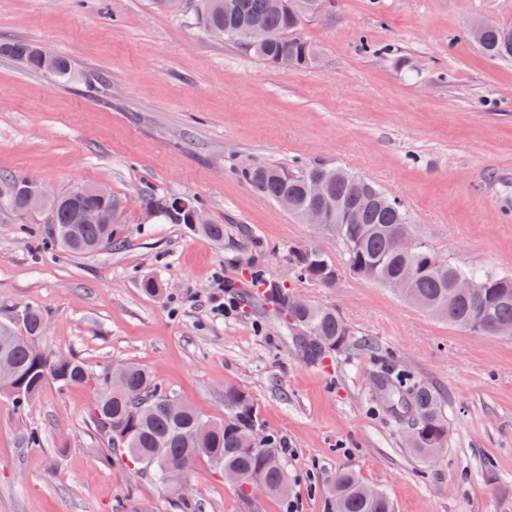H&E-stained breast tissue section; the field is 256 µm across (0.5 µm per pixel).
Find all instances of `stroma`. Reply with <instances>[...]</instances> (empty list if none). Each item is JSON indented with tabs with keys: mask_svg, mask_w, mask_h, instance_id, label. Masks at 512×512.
<instances>
[{
	"mask_svg": "<svg viewBox=\"0 0 512 512\" xmlns=\"http://www.w3.org/2000/svg\"><path fill=\"white\" fill-rule=\"evenodd\" d=\"M512 25V0H324L303 35L312 67L271 66L206 35L194 0H0V44L65 55L69 78L0 54V175L67 193L103 185L141 210L151 188L201 202L215 243L183 224H120L118 244L84 255L43 247L48 213L0 209V322L40 309L46 348L93 373L149 370L207 419L224 389L252 397L283 441L288 500H244L207 462L189 476L201 512H327L342 471L382 489L395 512H512V338L448 325L395 291L340 269L335 236L243 184L238 167H346L400 199L413 235L461 267L512 275V61L466 37L476 20ZM314 245L333 287L296 278L289 250ZM290 292L332 306L345 350L307 358L277 314L247 309L249 264ZM163 294L144 295L143 277ZM235 302L224 316L218 305ZM398 372L440 398L448 440L431 457L405 444L409 418L372 378ZM90 389L46 385L18 412L0 397V512H181L173 492L121 460L105 466ZM44 444L28 447L27 429Z\"/></svg>",
	"mask_w": 512,
	"mask_h": 512,
	"instance_id": "stroma-1",
	"label": "stroma"
}]
</instances>
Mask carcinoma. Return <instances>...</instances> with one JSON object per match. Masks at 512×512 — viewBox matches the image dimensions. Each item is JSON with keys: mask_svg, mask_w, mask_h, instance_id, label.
<instances>
[{"mask_svg": "<svg viewBox=\"0 0 512 512\" xmlns=\"http://www.w3.org/2000/svg\"><path fill=\"white\" fill-rule=\"evenodd\" d=\"M273 0H200L196 20L204 32L224 30V39L245 45L239 31L249 25L265 28L271 39L263 46L247 50L274 65L288 56L296 68H306L316 61L314 46L300 35L308 12L289 14L272 7ZM482 28L479 47L491 59H512V27L479 21ZM0 53L12 59L26 58V69L54 75L70 76V60L58 53L25 40L0 45ZM246 186L277 201L291 198L289 213L302 218L308 209L324 211L325 230L336 235L343 245L342 264L350 273L397 289L410 304L434 313L441 309V319L455 327L483 336H498L502 324L512 326V275H499L478 269H464L451 262L439 264L434 253L419 244L409 252L397 248L398 231L412 224L405 205L383 192L362 176L341 166L310 164L300 168L255 164L236 170ZM316 180L329 184L330 195L318 196L310 186ZM175 198L156 193L142 195V208L157 212L162 223L191 225L190 211L174 204ZM83 206L125 211L121 198L107 194L63 199L48 209L53 239L67 252L89 254L108 248L115 242L111 224H80L77 211ZM0 207L16 213L25 212L22 193H0ZM288 261L296 275L330 287L336 282L337 268L311 246L288 252ZM259 287L262 304L283 315V328L295 335L296 327L306 330L310 340L300 347L310 357L336 352L349 342L351 330L339 313L330 307L306 305L301 310L288 306L290 292L279 282L264 277L261 270L251 274ZM468 279L473 288L465 295L457 293L455 284ZM44 314L35 308L20 310L15 320L0 323V360L12 367L11 376L0 380V396L8 397L16 410L25 411L48 383L65 392L74 386H86L94 393L89 417L107 443L102 462L112 464L120 456L137 470L160 484L168 479L187 477L196 463L205 461L224 472L234 470L244 475L237 487L241 496L251 498L261 491L288 498L289 475L284 465L281 440L274 434L254 447L244 442L249 422L258 418L257 408L248 393L239 387L224 388V419L211 421L208 434L195 432L201 415L186 403L174 409L170 400L176 394L162 388L150 373L138 366L115 368L124 376V384L115 389L109 375L90 372L78 359L52 350L35 347L43 333ZM380 388L386 402L409 410L418 426L411 431L410 447L420 456L440 450L448 438V420L440 400L427 386L420 385L404 397L401 381L388 373L381 374ZM329 512H392V504L380 489L364 484L348 471L336 475L327 491Z\"/></svg>", "mask_w": 512, "mask_h": 512, "instance_id": "cac0c4a2", "label": "carcinoma"}]
</instances>
